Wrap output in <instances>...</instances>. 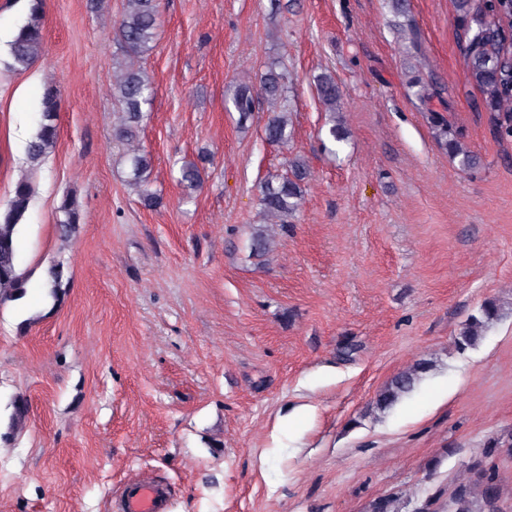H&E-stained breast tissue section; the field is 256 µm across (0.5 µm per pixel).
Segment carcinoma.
I'll return each instance as SVG.
<instances>
[{
    "mask_svg": "<svg viewBox=\"0 0 512 512\" xmlns=\"http://www.w3.org/2000/svg\"><path fill=\"white\" fill-rule=\"evenodd\" d=\"M42 0H31V17L22 26L10 44V55L14 64L26 67L42 52V33L39 13ZM456 20L464 38V62L469 81L484 95V106L490 114L493 131L501 139L512 138V69L506 63L500 29L508 25L509 17L493 20L494 4L484 0H454ZM160 0H127V8L115 27V35L131 59L116 77L113 92L121 102L124 119L117 129L120 140L133 141L135 130L144 118L143 108L150 105L154 88L146 73L135 66L133 59L149 49L160 18ZM287 76L275 66L268 67L261 76L259 88L242 85L232 98V106L246 119L254 111L257 99L273 107L265 126V136L270 142L284 143L288 140V112L275 110L283 100ZM317 96L329 112L339 111L342 90L334 76L324 73L317 78ZM60 99L56 91L48 90L41 102V121L35 136L26 148L27 160L33 166L40 164L48 150L57 141L56 117ZM431 126L436 139L452 158L464 169L475 168L479 158L470 152L453 131V124L442 114H430ZM130 179L140 188L144 206L154 208L161 199L147 188V173L151 168L149 155L138 149L129 155ZM307 168L299 160L291 163V176L268 180L260 187L259 205L262 215L284 225L298 210L303 196L302 183L307 178ZM33 195L31 184L19 181L13 191L8 207L0 213V305L17 300L25 294L24 274L17 265L19 223L29 209ZM63 219L59 220L60 232L69 236L81 223V214L76 200L65 197L59 207ZM252 253L258 257L269 254L271 239L267 226L257 225L251 236ZM63 267L53 265L48 270L49 293L56 298L62 286ZM500 309L496 301H484L477 313L471 315L455 336L454 344L460 351L475 346L485 329L497 320ZM434 360L423 358L411 368L394 376L378 394L376 407L386 409L401 397L411 392L421 377L432 370ZM469 476L453 490L448 512H501L500 486L491 468L478 461L468 468Z\"/></svg>",
    "mask_w": 512,
    "mask_h": 512,
    "instance_id": "cac0c4a2",
    "label": "carcinoma"
}]
</instances>
